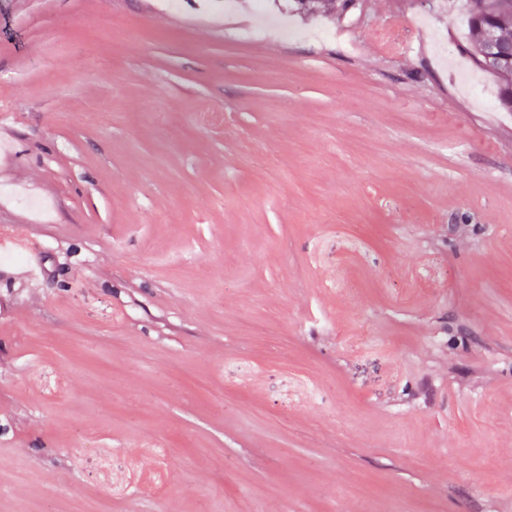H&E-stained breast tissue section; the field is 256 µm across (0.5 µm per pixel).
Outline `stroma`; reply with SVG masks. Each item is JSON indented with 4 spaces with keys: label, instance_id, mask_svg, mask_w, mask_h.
I'll return each mask as SVG.
<instances>
[{
    "label": "stroma",
    "instance_id": "35a3bbf8",
    "mask_svg": "<svg viewBox=\"0 0 512 512\" xmlns=\"http://www.w3.org/2000/svg\"><path fill=\"white\" fill-rule=\"evenodd\" d=\"M253 2L0 0V512H512L470 0ZM335 2V12L344 13L352 7L354 0H285L288 11L302 15L304 17L314 16L313 14L325 8V15L332 14L331 6L323 2ZM307 2L308 6L302 9L303 4Z\"/></svg>",
    "mask_w": 512,
    "mask_h": 512
}]
</instances>
